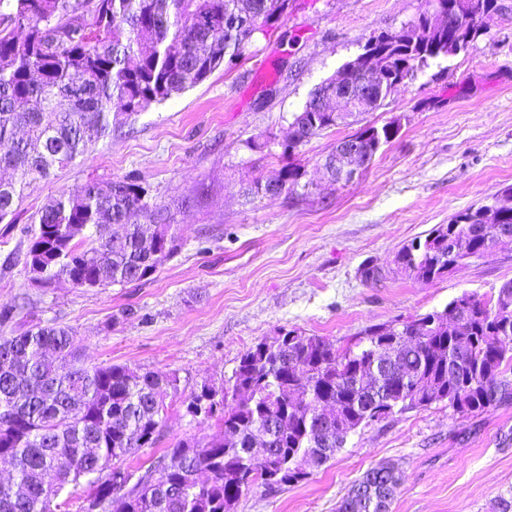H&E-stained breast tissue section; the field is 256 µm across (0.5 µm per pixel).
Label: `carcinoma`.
Here are the masks:
<instances>
[{"label": "carcinoma", "instance_id": "1", "mask_svg": "<svg viewBox=\"0 0 512 512\" xmlns=\"http://www.w3.org/2000/svg\"><path fill=\"white\" fill-rule=\"evenodd\" d=\"M498 0H475L466 23L448 17L451 38L472 41L499 13ZM288 0H0V163L13 177L0 180V223L15 214L25 189L48 179L89 149L91 138L112 132V101L127 116L148 110L205 80L249 43L251 29L275 23ZM241 30L224 42V17ZM379 59L395 88L445 46L381 44ZM332 113L313 112L308 128L284 151L329 127ZM303 172L285 166L275 182L256 181L248 194L296 193ZM134 176L89 181L62 191L39 211L26 254L43 284L64 278L74 287L108 288L140 282L178 247L165 223L168 212L150 207ZM136 211L148 215L132 224ZM512 238V208L497 225L471 210L437 224L396 254V271L425 282L448 274V244L462 248L453 261L484 252L497 234ZM416 337L383 371L390 413L446 403L472 414L512 403V310L479 298L466 308L450 301L389 325H372L334 347L320 336L305 342L261 341L240 357L229 381L237 394L217 417L220 434L181 439L152 460L136 482L122 467L140 448L159 442L166 406L159 389L178 390L175 373L135 374L120 364H78L72 328L35 324L0 336V457L13 481L0 483V512H224L229 498L250 487L269 489L305 480L295 467L323 466L334 454L336 432L307 433L317 409L336 404L354 432L370 423L369 389L356 375L370 369L382 341ZM217 390L204 384L186 402L191 417ZM275 427L272 441L281 474L263 478L248 464L254 442ZM87 483L90 491L76 494Z\"/></svg>", "mask_w": 512, "mask_h": 512}]
</instances>
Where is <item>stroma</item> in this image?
I'll list each match as a JSON object with an SVG mask.
<instances>
[{"label":"stroma","mask_w":512,"mask_h":512,"mask_svg":"<svg viewBox=\"0 0 512 512\" xmlns=\"http://www.w3.org/2000/svg\"><path fill=\"white\" fill-rule=\"evenodd\" d=\"M486 33L429 61L384 105L284 153L295 113L311 92L361 53L376 32L413 20L426 0H290L242 54L206 80L122 124L72 165L25 190L14 223H0V336L41 322L73 327L89 365L176 372L158 447L124 466L140 473L160 449L209 437L183 403L202 384L222 387L241 355L283 329L334 344L363 328L443 308L462 293L496 296L512 281V245L431 283L394 270L396 252L457 212L512 185V0ZM399 122L354 182L330 186L318 163L358 126ZM269 141L270 152L249 150ZM293 165L312 194L250 200L256 180ZM133 175L169 209L177 252L148 280L76 288L32 281L26 268L33 216L61 190ZM387 273L364 282L365 264ZM398 463L391 512H493L512 496V403L469 417L447 404L395 414L350 435L305 481L256 485L235 512H336L363 473Z\"/></svg>","instance_id":"35a3bbf8"}]
</instances>
